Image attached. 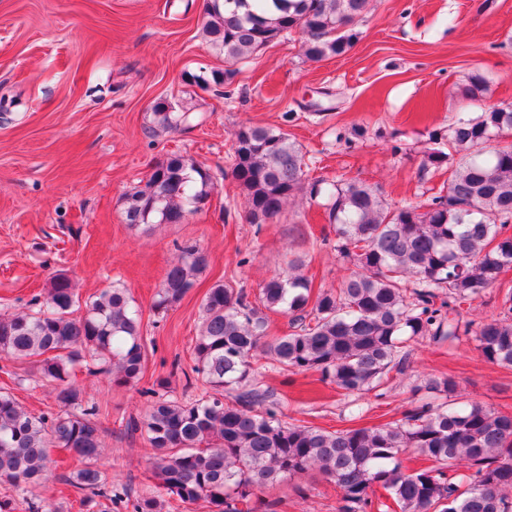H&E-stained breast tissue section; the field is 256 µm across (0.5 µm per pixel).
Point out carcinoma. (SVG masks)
<instances>
[{"label": "carcinoma", "mask_w": 512, "mask_h": 512, "mask_svg": "<svg viewBox=\"0 0 512 512\" xmlns=\"http://www.w3.org/2000/svg\"><path fill=\"white\" fill-rule=\"evenodd\" d=\"M206 0L203 32L224 54L227 68L184 74L201 88L232 82L256 51L283 33L299 36L310 62L340 57L354 46L351 25L369 0ZM489 91L477 74L459 89L474 105ZM156 127L176 130L189 118L162 101ZM512 134V106L481 108L429 136L423 169L448 173L420 206H395L381 190L344 175L311 182L309 197L325 198L335 225L334 250L352 266L336 288L314 290L305 260L260 285L217 282L202 301V326L193 371L213 390L207 399L159 398L143 420L127 428L145 433L152 449L155 491L132 501L112 492L94 461L102 448L93 420L71 381L85 361L115 384L139 380L144 336L125 288L114 286L79 304L69 278L51 279L27 312L0 314V353L38 358L59 411L35 416L0 390V481L29 493L50 480L91 492L96 512H164L176 499L204 502L210 512H277L265 491L315 472L339 490V512H512V414L480 404L458 407L456 382L431 378L429 400L382 425L328 431L280 418L274 393L256 387L254 360L262 352L292 373H317L348 394H367L392 370L402 371L404 344L415 338L453 346L472 336L489 362L512 367V296L495 316L476 321L463 304L512 266V146L490 142ZM305 153L281 128L248 123L235 132L228 175L241 189L245 219L269 224L303 192ZM215 189L209 171L179 153L152 169L144 185L124 197L125 222L146 229L185 224ZM153 307L164 312L195 285L208 264L195 243L177 246ZM290 317L293 331L268 338L266 312ZM232 394L230 401L224 393ZM73 452L69 474H57L49 448ZM412 449L432 462L408 470L400 455ZM468 472L454 476L461 462ZM391 503L375 501L373 488Z\"/></svg>", "instance_id": "cac0c4a2"}]
</instances>
